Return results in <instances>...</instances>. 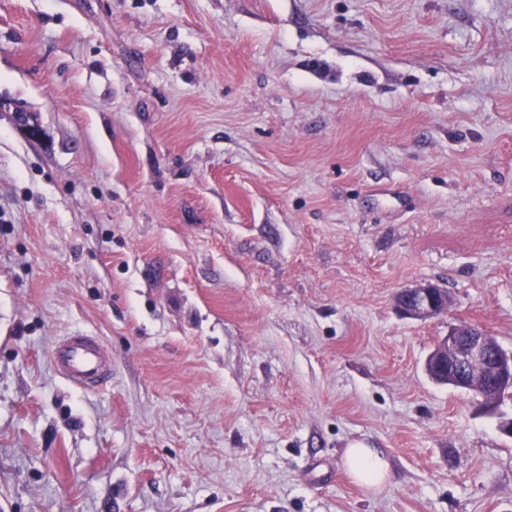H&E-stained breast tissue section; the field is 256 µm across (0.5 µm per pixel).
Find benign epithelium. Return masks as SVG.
Wrapping results in <instances>:
<instances>
[{"label": "benign epithelium", "mask_w": 512, "mask_h": 512, "mask_svg": "<svg viewBox=\"0 0 512 512\" xmlns=\"http://www.w3.org/2000/svg\"><path fill=\"white\" fill-rule=\"evenodd\" d=\"M397 297L399 311L420 321L447 311L451 303L447 290L431 284L404 289ZM425 368L441 371L443 384L475 393L488 408L512 389V352L470 324L452 328L429 354Z\"/></svg>", "instance_id": "benign-epithelium-1"}]
</instances>
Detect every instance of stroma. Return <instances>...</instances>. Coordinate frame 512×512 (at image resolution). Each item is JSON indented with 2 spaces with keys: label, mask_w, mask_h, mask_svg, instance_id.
<instances>
[{
  "label": "stroma",
  "mask_w": 512,
  "mask_h": 512,
  "mask_svg": "<svg viewBox=\"0 0 512 512\" xmlns=\"http://www.w3.org/2000/svg\"><path fill=\"white\" fill-rule=\"evenodd\" d=\"M461 322L512 350V0H0V512H512ZM450 303L448 290L431 284L404 289L396 297L399 311L407 318L420 321L447 311ZM52 363L60 376L81 388L96 387L112 373V362L102 343L81 332L56 343ZM348 474L367 489L376 490L391 477L388 459L378 448H370L362 442H351L344 453Z\"/></svg>",
  "instance_id": "1"
}]
</instances>
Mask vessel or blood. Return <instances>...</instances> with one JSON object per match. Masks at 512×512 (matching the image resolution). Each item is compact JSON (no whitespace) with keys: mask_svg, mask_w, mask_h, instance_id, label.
<instances>
[{"mask_svg":"<svg viewBox=\"0 0 512 512\" xmlns=\"http://www.w3.org/2000/svg\"><path fill=\"white\" fill-rule=\"evenodd\" d=\"M52 363L58 374L81 388H93L112 372V362L97 337L75 332L57 342Z\"/></svg>","mask_w":512,"mask_h":512,"instance_id":"1","label":"vessel or blood"}]
</instances>
